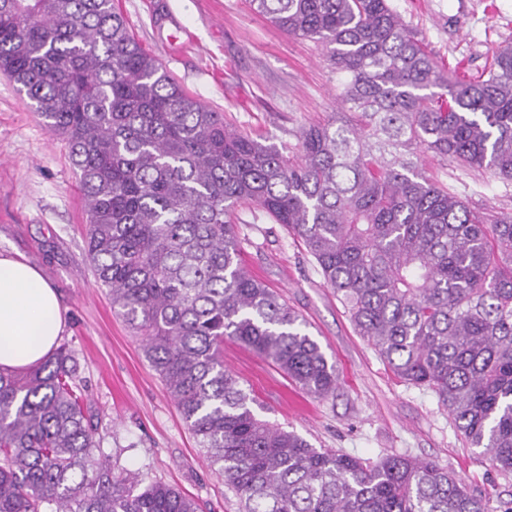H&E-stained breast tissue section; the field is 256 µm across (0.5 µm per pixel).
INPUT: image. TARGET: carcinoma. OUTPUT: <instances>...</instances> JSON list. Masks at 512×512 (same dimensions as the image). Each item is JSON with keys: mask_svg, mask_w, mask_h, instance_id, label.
Segmentation results:
<instances>
[{"mask_svg": "<svg viewBox=\"0 0 512 512\" xmlns=\"http://www.w3.org/2000/svg\"><path fill=\"white\" fill-rule=\"evenodd\" d=\"M249 2L340 76L350 117L302 130L295 163L182 89L113 0H0V71L66 141L94 276L241 512H490L435 462L318 450L261 418L224 339L310 394L336 390L335 364L244 263L231 214L249 202L302 240L394 375L512 477V215L474 212L418 171L431 151L512 182V41L463 80L388 0ZM96 431L68 344L0 371V512H199L102 461Z\"/></svg>", "mask_w": 512, "mask_h": 512, "instance_id": "1", "label": "carcinoma"}]
</instances>
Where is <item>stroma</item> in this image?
I'll return each mask as SVG.
<instances>
[{
	"label": "stroma",
	"mask_w": 512,
	"mask_h": 512,
	"mask_svg": "<svg viewBox=\"0 0 512 512\" xmlns=\"http://www.w3.org/2000/svg\"><path fill=\"white\" fill-rule=\"evenodd\" d=\"M135 38L191 95L241 133L300 157V132L336 113L338 76L323 46L282 32L248 0H116ZM442 69L484 74L512 41V0H391ZM418 168L476 211L512 214V184L452 158L421 153ZM234 220L243 258L307 323L339 376L314 397L252 351L224 343V367L254 391L264 418L315 448L364 459L408 454L449 467L491 507L512 499V479L466 445L435 394L400 382L360 336L302 242L253 205ZM86 213L69 150L0 73V251L41 269L66 310L105 456L191 494L202 512H239L165 385L141 338L112 310L86 254Z\"/></svg>",
	"instance_id": "1"
}]
</instances>
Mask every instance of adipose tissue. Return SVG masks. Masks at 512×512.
I'll use <instances>...</instances> for the list:
<instances>
[{"mask_svg":"<svg viewBox=\"0 0 512 512\" xmlns=\"http://www.w3.org/2000/svg\"><path fill=\"white\" fill-rule=\"evenodd\" d=\"M66 312L43 272L0 251V370L23 372L58 347Z\"/></svg>","mask_w":512,"mask_h":512,"instance_id":"1","label":"adipose tissue"}]
</instances>
